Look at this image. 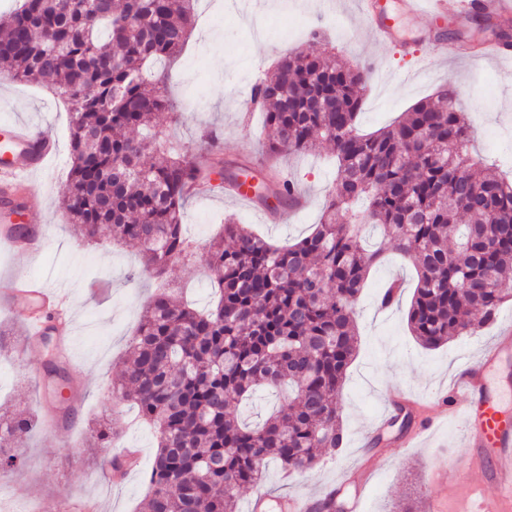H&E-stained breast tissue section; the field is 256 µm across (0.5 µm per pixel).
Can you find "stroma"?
<instances>
[{
  "label": "stroma",
  "mask_w": 512,
  "mask_h": 512,
  "mask_svg": "<svg viewBox=\"0 0 512 512\" xmlns=\"http://www.w3.org/2000/svg\"><path fill=\"white\" fill-rule=\"evenodd\" d=\"M468 28L464 21L446 22L443 31L457 50L437 59L427 44L404 52L377 42L357 0H200L189 42L165 69L168 93L181 115L174 133L192 161L208 154V137L217 135L228 173L235 164L258 158L262 113L258 105L247 102L254 84L283 53L317 54L329 44L343 60L368 68L358 116L362 130L390 124L451 83L472 122L474 150L485 162L497 164L503 175L512 176V58L480 55L468 38ZM314 30L325 34V42L311 39ZM1 122L28 124L60 143L59 157L48 161L31 182L42 205L45 247L40 253L24 255L0 241V279L38 276L69 290L75 341L66 366L69 387L64 405L75 410L77 419L45 428L56 404L43 397L38 375L52 355V346L25 345V311L0 307V328L9 332L8 346L0 352V408H27L41 421L21 440L22 470L0 472V504L10 508L21 502L29 512H60L63 497L76 496L94 499L100 512H137L148 491L145 475L157 448L133 405L114 407L112 385L125 367L129 340L156 291L155 283L127 278L139 261L137 246L106 241L83 247L61 210L71 165L69 114L63 102L44 85L0 76ZM281 168L310 197L308 207L288 223H271L260 205L225 197L224 182L218 176L212 179L214 189L209 195L189 200L184 221L197 250L166 274L188 302L203 308L211 301L207 284L214 273L204 257L209 241L222 231L225 217L234 216L278 245L294 243L313 231L324 196L336 179L332 158L323 153L286 157ZM396 275L407 282L399 304L378 310L379 295ZM415 284L414 268L394 250H387L371 268L356 307L357 352L339 395L342 446L321 449L316 466L302 474L287 477L278 465H269L260 483L237 492L239 512H246L249 500L261 492L274 497L301 495L315 503L321 492L331 489L342 512H351L356 499L361 512H393L411 498L417 499L418 512H429L433 496L441 500L445 512H468V490L476 486L478 474L446 487L428 482L432 465L466 453L460 420L440 421L412 448L403 447L400 426L379 428L374 421L385 398L396 390L430 403L432 414H439L437 392L450 386L460 358L479 356L501 325L512 324V300L502 305L494 323L476 334L427 349L407 325ZM116 413L125 423L123 439L109 448H89L94 423L111 421ZM126 448L140 450V463L117 484L111 479L109 461Z\"/></svg>",
  "instance_id": "obj_1"
}]
</instances>
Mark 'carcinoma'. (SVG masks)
I'll return each mask as SVG.
<instances>
[{"label": "carcinoma", "mask_w": 512, "mask_h": 512, "mask_svg": "<svg viewBox=\"0 0 512 512\" xmlns=\"http://www.w3.org/2000/svg\"><path fill=\"white\" fill-rule=\"evenodd\" d=\"M198 0H16L0 18V67L43 81L69 105L72 165L62 210L92 245L135 241L154 277L194 249L184 209L198 168L157 129L173 109L151 68L173 59L192 32ZM366 70L325 50L285 53L253 87L263 112L265 162L327 146L336 184L308 236L276 246L225 221L208 246L217 304L202 312L171 294L143 311L112 395L154 429L157 452L141 512H237L233 491L266 466L303 473L319 448L343 442L337 397L357 350L356 305L369 269L392 248L412 261L417 284L410 332L427 348L471 336L512 297V181L486 172L471 151V123L451 85L396 124L357 128ZM257 198L283 202L292 186L247 165ZM472 216L459 223L461 214ZM381 229L366 248L363 226ZM265 388L279 408L251 428L234 410ZM30 414L0 413V470ZM101 423L91 447L112 443Z\"/></svg>", "instance_id": "obj_1"}]
</instances>
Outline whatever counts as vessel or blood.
<instances>
[{
    "label": "vessel or blood",
    "instance_id": "1",
    "mask_svg": "<svg viewBox=\"0 0 512 512\" xmlns=\"http://www.w3.org/2000/svg\"><path fill=\"white\" fill-rule=\"evenodd\" d=\"M403 5L408 13L426 12L436 19L478 10L494 17L512 15L507 0H403ZM55 153V141L38 137L28 125L0 126V240L17 252L38 251L42 236L37 228L38 211L15 191L28 185L29 174L41 169ZM20 221L27 223V232L18 231ZM0 302L12 308L28 307L27 341L31 344L48 332L63 333L71 315L69 292L37 279L1 282ZM507 354L512 355V327L501 331L495 345L478 360L461 362L452 388L455 399L448 410L461 419L469 448L461 464L478 473L480 490L492 493L490 499L476 501L473 512H512V424L504 422L500 399L491 388L492 373Z\"/></svg>",
    "mask_w": 512,
    "mask_h": 512
}]
</instances>
